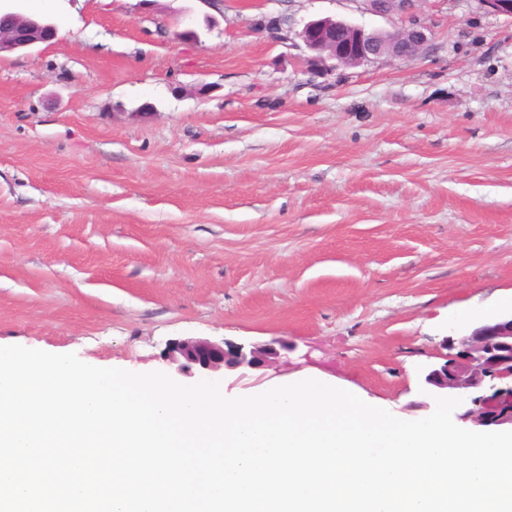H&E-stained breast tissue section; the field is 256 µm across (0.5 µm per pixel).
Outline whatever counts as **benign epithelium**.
Here are the masks:
<instances>
[{"mask_svg":"<svg viewBox=\"0 0 512 512\" xmlns=\"http://www.w3.org/2000/svg\"><path fill=\"white\" fill-rule=\"evenodd\" d=\"M365 10L381 17L408 19L393 32L368 30L330 17L307 22L299 37L314 60L336 61L338 66H360L381 57L404 60L421 53L429 42L427 29L416 20L423 0H361ZM489 13L512 17V0H478ZM56 27L8 8L0 10V53L32 48L55 40ZM288 341L274 338L263 345H245L203 338L168 343L164 360L180 372L197 370L211 375L276 365ZM427 385L462 399L456 418L481 427L512 428V317L483 324L449 340L444 363L426 370Z\"/></svg>","mask_w":512,"mask_h":512,"instance_id":"obj_1","label":"benign epithelium"}]
</instances>
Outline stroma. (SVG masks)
Listing matches in <instances>:
<instances>
[{"label":"stroma","instance_id":"35a3bbf8","mask_svg":"<svg viewBox=\"0 0 512 512\" xmlns=\"http://www.w3.org/2000/svg\"><path fill=\"white\" fill-rule=\"evenodd\" d=\"M0 54V346L160 371L171 340L291 348L404 420L452 312H512V18L425 0L421 54L330 70L297 33L360 0H16ZM199 39L187 43L180 31ZM56 27L46 21L32 19L0 4V54L55 40Z\"/></svg>","mask_w":512,"mask_h":512}]
</instances>
